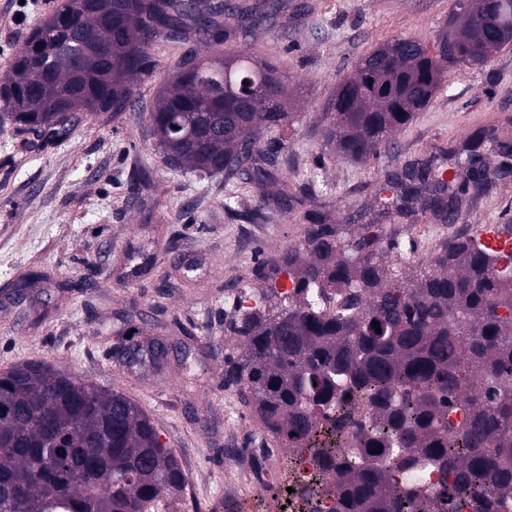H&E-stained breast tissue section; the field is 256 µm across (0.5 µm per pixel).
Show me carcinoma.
<instances>
[{
	"instance_id": "obj_1",
	"label": "carcinoma",
	"mask_w": 512,
	"mask_h": 512,
	"mask_svg": "<svg viewBox=\"0 0 512 512\" xmlns=\"http://www.w3.org/2000/svg\"><path fill=\"white\" fill-rule=\"evenodd\" d=\"M285 0H63L30 36L0 85V129L63 139L79 112L119 113L136 104L139 82L157 68L163 44H205L234 53L216 71L183 52L173 81L149 109V135L169 167L224 178V214L262 224L273 210L316 197L268 195L293 160L280 132L293 124L276 70L252 62L247 36L273 24ZM512 46V0H453L448 28L429 48L394 37L362 55L327 101L324 141L351 158L390 145V133L427 107L452 69L479 68ZM454 159L452 176L431 161L388 172L359 214L334 223L310 209L288 260L261 262L255 305L239 306L227 330L244 351L224 359V389L254 410L263 433L288 453H310L323 471L313 499L334 495L336 512H445L456 496L495 488L512 494V252L465 231L443 242L427 267L396 274L397 243L385 218L428 216L452 224L468 191L498 173L487 159L512 157V132L481 129ZM153 182L133 171L131 189ZM255 193L241 206L235 188ZM291 283L281 289L280 276ZM340 298L328 310L323 302ZM379 323L376 332L372 322ZM136 367L160 366L155 344ZM377 410L361 431L363 452L343 459L317 439L346 431L352 408ZM157 424L125 394L41 362L0 372V502L9 512H166L187 487ZM388 452L390 468L373 459ZM448 470L442 492L423 491L428 464ZM400 479L391 481L390 470Z\"/></svg>"
}]
</instances>
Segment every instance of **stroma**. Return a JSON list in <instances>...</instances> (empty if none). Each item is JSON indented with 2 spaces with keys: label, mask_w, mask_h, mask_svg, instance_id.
I'll return each mask as SVG.
<instances>
[{
  "label": "stroma",
  "mask_w": 512,
  "mask_h": 512,
  "mask_svg": "<svg viewBox=\"0 0 512 512\" xmlns=\"http://www.w3.org/2000/svg\"><path fill=\"white\" fill-rule=\"evenodd\" d=\"M301 16L255 29L247 43L254 62L274 67L295 115L288 150L299 165L283 191L314 176L323 204L341 217L363 203L377 175L456 145L475 129L512 121V49L487 66L450 71L430 105L396 130L388 149L352 159L324 145L325 105L358 58L392 36L433 45L451 0H300ZM61 0H0V83L32 29ZM181 47L156 52L155 75L139 102L119 115L95 113L67 138L49 140L0 131V370L42 361L123 392L152 418L188 480L178 512H213L224 497V411L238 404L220 388L224 358L240 340L226 331L235 299L256 293L258 260L282 256L301 236L302 209L274 211L250 245L224 216V181L169 169L148 132L147 110L171 80ZM152 167L141 197L130 175ZM470 225L512 224V172L495 178L458 218ZM453 233L402 228L400 253L413 266ZM44 273L23 302L13 301L27 273ZM135 315L142 342L169 348L159 369L127 367L123 319Z\"/></svg>",
  "instance_id": "stroma-1"
}]
</instances>
